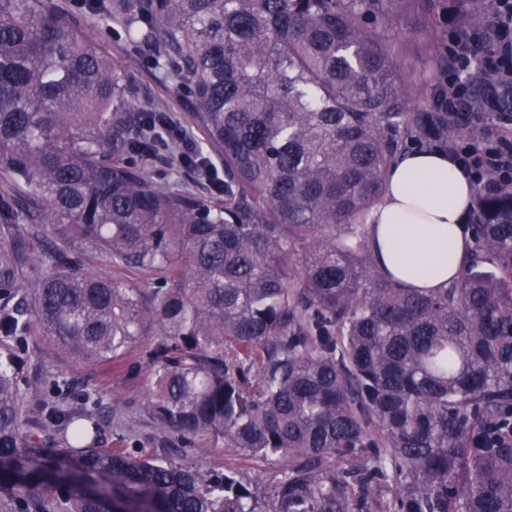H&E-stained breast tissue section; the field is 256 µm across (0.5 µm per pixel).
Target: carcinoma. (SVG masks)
<instances>
[{"label": "carcinoma", "instance_id": "carcinoma-1", "mask_svg": "<svg viewBox=\"0 0 512 512\" xmlns=\"http://www.w3.org/2000/svg\"><path fill=\"white\" fill-rule=\"evenodd\" d=\"M171 73L224 162L166 190L164 112L46 0H0V488L16 512H512V190L474 187L466 265L406 288L368 216L405 150L460 124L408 112L403 61L448 0H87ZM461 28L493 0H456ZM44 246L35 251L33 241ZM130 278L89 269L91 256ZM149 451L106 448L84 386L21 388L29 340L121 363L144 335ZM56 439L63 448L41 451ZM288 460L261 511L236 475ZM178 152L176 148L169 146L161 149L158 156L146 163L147 171L153 176V180L169 190H190L202 196L212 195L213 190L209 185L178 172ZM181 463L224 473V467L237 471L238 478L249 483L260 506L273 501L275 487L283 477L285 466L277 457L266 462L243 458L234 448H177Z\"/></svg>", "mask_w": 512, "mask_h": 512}]
</instances>
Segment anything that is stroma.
<instances>
[{
  "label": "stroma",
  "mask_w": 512,
  "mask_h": 512,
  "mask_svg": "<svg viewBox=\"0 0 512 512\" xmlns=\"http://www.w3.org/2000/svg\"><path fill=\"white\" fill-rule=\"evenodd\" d=\"M49 5L65 19L83 29L85 34L99 44L101 49L128 74L138 100L161 104L164 111L192 138L199 148H206L204 134L188 122L182 97L171 75L148 63L124 41L114 35L108 26L99 22L84 6L74 0H48ZM448 14H441L433 23V36L437 49L408 58L407 66L413 83L423 85L424 95H412V112H430L435 99L430 90L436 85V74L448 59ZM178 151L168 147L147 162L146 168L154 181L173 191L189 190L209 196L212 188L206 183L185 176L178 171ZM41 368L47 380L84 383L90 392L100 393L103 405L112 407L109 425L102 437V444L116 448L127 441L148 442L155 433L146 409L148 380L145 374H130L110 364H77L54 356L40 342L29 348L26 371ZM181 463L215 471L233 468L239 479L247 482L260 506H267L274 498L275 487L282 478L285 466L278 458L256 461L243 458L232 448H182L177 452Z\"/></svg>",
  "instance_id": "stroma-1"
}]
</instances>
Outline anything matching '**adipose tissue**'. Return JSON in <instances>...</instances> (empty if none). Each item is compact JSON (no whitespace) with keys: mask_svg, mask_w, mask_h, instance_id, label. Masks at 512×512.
<instances>
[{"mask_svg":"<svg viewBox=\"0 0 512 512\" xmlns=\"http://www.w3.org/2000/svg\"><path fill=\"white\" fill-rule=\"evenodd\" d=\"M472 190L447 154L407 153L368 218L380 268L410 288H437L457 277L472 245L465 225Z\"/></svg>","mask_w":512,"mask_h":512,"instance_id":"obj_1","label":"adipose tissue"}]
</instances>
